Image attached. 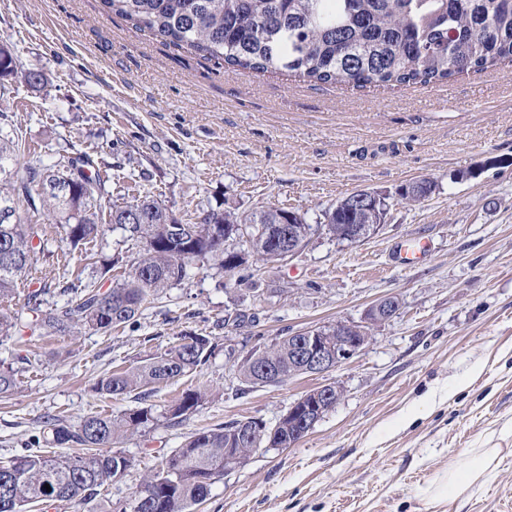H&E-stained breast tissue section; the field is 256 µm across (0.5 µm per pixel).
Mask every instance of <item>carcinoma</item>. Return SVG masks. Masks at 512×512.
Instances as JSON below:
<instances>
[{
	"instance_id": "1",
	"label": "carcinoma",
	"mask_w": 512,
	"mask_h": 512,
	"mask_svg": "<svg viewBox=\"0 0 512 512\" xmlns=\"http://www.w3.org/2000/svg\"><path fill=\"white\" fill-rule=\"evenodd\" d=\"M136 27L176 47H187L207 57L222 59L238 70L278 71L309 81L336 86L399 85L443 82L470 71L512 64V0H102ZM14 50L0 44V82L18 74ZM22 77L37 90L47 79L39 68H27ZM19 143L0 138V209L10 208L16 222H0V303H9L28 280L37 255L47 244L32 223L39 215L63 229L61 241L71 249L105 233L98 207L106 194L107 171L92 155L75 151L51 166H28L12 184ZM426 178L400 194L416 203L432 193ZM26 202L22 210L14 194ZM350 194L325 213L329 233L344 241L353 227L383 224L388 207L354 204ZM108 223L126 239L141 244L127 278L106 288L87 289L73 303L42 308L41 295L49 286L28 293L18 309L0 313V335L28 329L45 335L79 333L84 329L109 331L136 321L144 305L164 289L180 283L188 262L211 258L226 272H247L251 264L226 266L224 235L248 225V237L239 249L254 261L272 263L279 225L291 223L304 241L312 226L299 215L269 207L245 216L212 210L199 222L181 223L158 200L138 196L109 212ZM218 344L209 336L186 334L181 342L143 364L112 373L98 381L101 395L139 396L148 387L174 380L203 368ZM278 375L280 385L291 379L288 340L254 347L238 365L241 383L264 386L261 366ZM21 381L11 368L0 369V395L18 391ZM207 398L198 388L188 390L169 407L167 418L178 424ZM157 420L153 407L127 410L118 417H87L77 425L61 419L49 423L57 447H78L82 454L55 456L28 449L0 465V512H27L51 501L90 504L97 489L113 480L112 470H128L131 461L113 450L115 444ZM304 437L302 429L268 427L249 418L200 430L182 447L162 459L155 471L123 505L108 512H191L203 502L212 485L224 477L228 452L244 454L253 448H288Z\"/></svg>"
}]
</instances>
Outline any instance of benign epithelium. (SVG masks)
I'll return each mask as SVG.
<instances>
[{"label": "benign epithelium", "mask_w": 512, "mask_h": 512, "mask_svg": "<svg viewBox=\"0 0 512 512\" xmlns=\"http://www.w3.org/2000/svg\"><path fill=\"white\" fill-rule=\"evenodd\" d=\"M399 309L398 297L386 296L367 311L363 321L336 324L334 336H326L315 329L288 335V351L297 363L295 374H324L341 366L369 342L371 327L390 320ZM341 395V390L333 384L316 387L290 404L282 419L290 426L298 424L309 432L322 418L326 410L324 402Z\"/></svg>", "instance_id": "benign-epithelium-1"}]
</instances>
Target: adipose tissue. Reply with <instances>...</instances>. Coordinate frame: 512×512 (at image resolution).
Returning a JSON list of instances; mask_svg holds the SVG:
<instances>
[{
  "label": "adipose tissue",
  "instance_id": "ef3b65f1",
  "mask_svg": "<svg viewBox=\"0 0 512 512\" xmlns=\"http://www.w3.org/2000/svg\"><path fill=\"white\" fill-rule=\"evenodd\" d=\"M496 456L497 451L493 448L471 449L434 479L427 490L429 497L441 501L458 496L483 483L493 468Z\"/></svg>",
  "mask_w": 512,
  "mask_h": 512
}]
</instances>
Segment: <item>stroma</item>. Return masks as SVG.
<instances>
[{
  "label": "stroma",
  "instance_id": "1",
  "mask_svg": "<svg viewBox=\"0 0 512 512\" xmlns=\"http://www.w3.org/2000/svg\"><path fill=\"white\" fill-rule=\"evenodd\" d=\"M0 44L48 78L40 92L18 77L0 86V137L23 144L17 175L78 147L110 175L103 210L147 192L182 222L280 207L314 229L300 253L254 266L249 282L189 262L134 324L0 337V365L21 381L0 397V465L51 419L153 407L159 421L116 445L131 466L97 497L114 505L190 433L246 418L274 426L305 392L333 383L344 394L312 431L256 451L193 512H512V66L393 89L243 72L136 30L101 0H0ZM422 178L434 192L401 202L402 187ZM356 190L386 196V220L363 241L337 240L324 213ZM41 230L51 254L32 276L50 286L46 305L100 284L99 267L60 242L57 225ZM415 238L427 242V261L396 266L394 245ZM88 249L115 258L113 280L138 253L115 225ZM390 295L398 314L337 369L240 384L237 363L256 345L362 321ZM184 332L218 344L200 372L139 400L94 391ZM200 385L209 396L196 412L176 425L163 419ZM470 448L498 449L492 475L432 502L431 482Z\"/></svg>",
  "mask_w": 512,
  "mask_h": 512
}]
</instances>
